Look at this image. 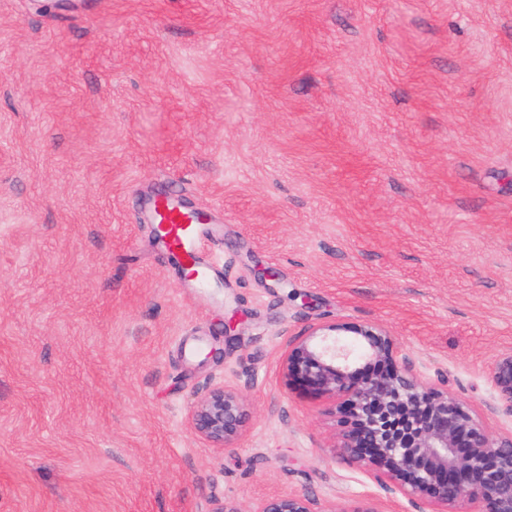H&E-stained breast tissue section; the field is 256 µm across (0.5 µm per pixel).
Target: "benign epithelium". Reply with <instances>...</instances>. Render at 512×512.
I'll list each match as a JSON object with an SVG mask.
<instances>
[{
	"instance_id": "benign-epithelium-1",
	"label": "benign epithelium",
	"mask_w": 512,
	"mask_h": 512,
	"mask_svg": "<svg viewBox=\"0 0 512 512\" xmlns=\"http://www.w3.org/2000/svg\"><path fill=\"white\" fill-rule=\"evenodd\" d=\"M286 378L329 401L339 419L335 447L373 466L394 488L423 498L435 512H512V435L494 437L467 406L415 370L395 337L373 325L325 323L288 347ZM488 377L512 416V352ZM247 418L243 398L224 385L192 406L193 429L227 448ZM254 512H321L304 493L270 497Z\"/></svg>"
}]
</instances>
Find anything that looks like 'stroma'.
Segmentation results:
<instances>
[{
  "label": "stroma",
  "mask_w": 512,
  "mask_h": 512,
  "mask_svg": "<svg viewBox=\"0 0 512 512\" xmlns=\"http://www.w3.org/2000/svg\"><path fill=\"white\" fill-rule=\"evenodd\" d=\"M0 0V512H429L333 447L282 369L325 322L388 329L512 434V0ZM164 193L217 218L198 287ZM241 314L222 358L199 362ZM230 448L189 423L213 387ZM488 377L497 401L512 416V352L498 356L490 364ZM247 418L243 398L232 388L214 387L192 406L193 429L208 443L229 448L240 435ZM253 512H321V510L310 496L304 493H288L260 502Z\"/></svg>",
  "instance_id": "1"
}]
</instances>
